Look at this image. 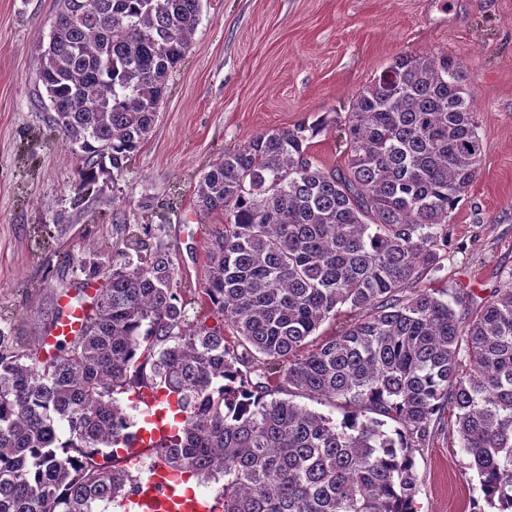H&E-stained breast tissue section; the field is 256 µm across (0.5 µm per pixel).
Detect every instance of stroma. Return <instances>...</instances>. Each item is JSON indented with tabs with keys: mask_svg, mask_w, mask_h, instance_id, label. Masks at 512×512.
<instances>
[{
	"mask_svg": "<svg viewBox=\"0 0 512 512\" xmlns=\"http://www.w3.org/2000/svg\"><path fill=\"white\" fill-rule=\"evenodd\" d=\"M57 6L0 0V309L31 341L50 331L46 304L92 301L62 252L90 244L118 252L116 224L164 225L178 283L202 288L224 227L223 214L196 205L204 171L258 133L322 118L312 159L341 166L335 115L402 54L463 59L484 146L479 174L450 216L443 268L422 283L482 302L512 282V0H203L149 139L82 196L74 156L50 136L37 101L35 49ZM60 222L65 233L37 243L35 227ZM415 467L417 512H492L453 419L434 425Z\"/></svg>",
	"mask_w": 512,
	"mask_h": 512,
	"instance_id": "35a3bbf8",
	"label": "stroma"
}]
</instances>
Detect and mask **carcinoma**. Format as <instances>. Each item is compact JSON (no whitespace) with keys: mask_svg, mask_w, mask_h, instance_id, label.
I'll return each instance as SVG.
<instances>
[{"mask_svg":"<svg viewBox=\"0 0 512 512\" xmlns=\"http://www.w3.org/2000/svg\"><path fill=\"white\" fill-rule=\"evenodd\" d=\"M201 10L59 0L36 61L79 188L148 139ZM465 79L446 52L397 56L337 121L344 166L311 160L320 121L257 134L203 173L198 207L224 230L201 299L224 326L187 323L160 224H114L116 257L76 259L105 283L52 355L0 325V512H103L135 494L123 401L148 392L182 415L154 457L224 480L210 512H416L414 452L445 414L484 501L512 512V286L477 306L414 288L441 270L480 168ZM345 307L359 317L311 344Z\"/></svg>","mask_w":512,"mask_h":512,"instance_id":"carcinoma-1","label":"carcinoma"}]
</instances>
